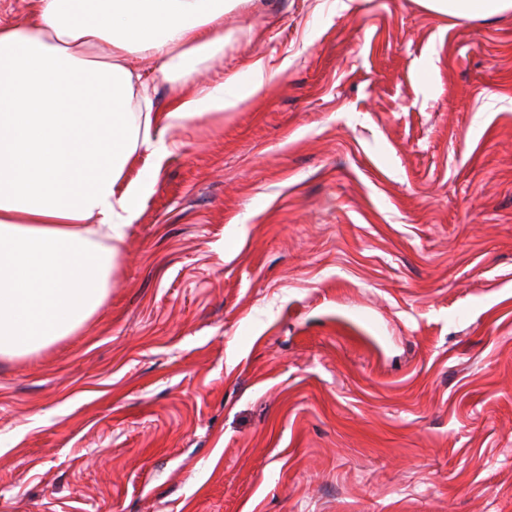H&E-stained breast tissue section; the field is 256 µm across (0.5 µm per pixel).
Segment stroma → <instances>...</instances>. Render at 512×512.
Wrapping results in <instances>:
<instances>
[{
    "label": "stroma",
    "mask_w": 512,
    "mask_h": 512,
    "mask_svg": "<svg viewBox=\"0 0 512 512\" xmlns=\"http://www.w3.org/2000/svg\"><path fill=\"white\" fill-rule=\"evenodd\" d=\"M80 331L0 358V512H512V14L251 0Z\"/></svg>",
    "instance_id": "obj_1"
}]
</instances>
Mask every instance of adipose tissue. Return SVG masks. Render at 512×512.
<instances>
[{
	"label": "adipose tissue",
	"instance_id": "ef3b65f1",
	"mask_svg": "<svg viewBox=\"0 0 512 512\" xmlns=\"http://www.w3.org/2000/svg\"><path fill=\"white\" fill-rule=\"evenodd\" d=\"M246 0H31L0 23V357L37 352L105 304L115 245L150 183L128 178L156 131L236 108L267 83L263 60L217 84L191 81L223 52L224 16ZM453 18L512 0H419ZM156 61L154 74L131 57ZM170 81L157 105L156 79Z\"/></svg>",
	"mask_w": 512,
	"mask_h": 512
}]
</instances>
